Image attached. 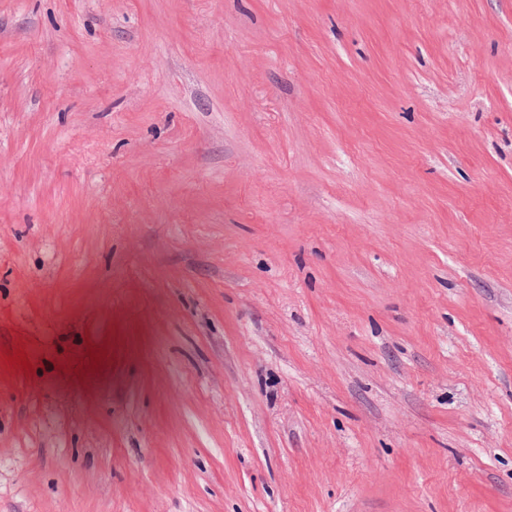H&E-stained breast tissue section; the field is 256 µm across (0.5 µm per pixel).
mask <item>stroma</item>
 <instances>
[{
  "instance_id": "obj_1",
  "label": "stroma",
  "mask_w": 512,
  "mask_h": 512,
  "mask_svg": "<svg viewBox=\"0 0 512 512\" xmlns=\"http://www.w3.org/2000/svg\"><path fill=\"white\" fill-rule=\"evenodd\" d=\"M0 512H512V0H0Z\"/></svg>"
}]
</instances>
